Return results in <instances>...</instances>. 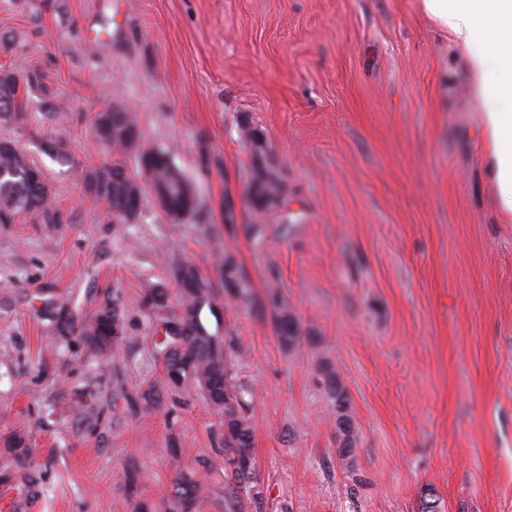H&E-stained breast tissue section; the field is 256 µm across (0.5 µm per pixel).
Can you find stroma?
<instances>
[{
  "label": "stroma",
  "instance_id": "35a3bbf8",
  "mask_svg": "<svg viewBox=\"0 0 512 512\" xmlns=\"http://www.w3.org/2000/svg\"><path fill=\"white\" fill-rule=\"evenodd\" d=\"M0 65L46 72L57 115L32 92L0 125L44 169L61 224H0V441L27 435L35 492L16 512H171L176 476L224 512L221 419L202 395L129 411L123 393L160 380L148 352L146 288L198 267L251 386L261 512H417L432 485L443 512H512V216L483 162L466 61L420 0H0ZM121 104L145 141L194 178L180 223L147 204L116 224L82 191L110 162L91 117ZM265 132L286 195L245 196L237 131ZM55 132L71 156L38 149ZM217 172L202 182L203 160ZM238 223L224 230L225 197ZM261 236H254L253 228ZM256 300L277 294L302 340H277L271 312L231 302L217 254ZM119 298L128 340L94 356L57 335L45 299L89 317ZM330 366L347 387L359 443L336 456Z\"/></svg>",
  "mask_w": 512,
  "mask_h": 512
}]
</instances>
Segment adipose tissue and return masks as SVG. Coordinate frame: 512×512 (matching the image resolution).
<instances>
[{
	"label": "adipose tissue",
	"mask_w": 512,
	"mask_h": 512,
	"mask_svg": "<svg viewBox=\"0 0 512 512\" xmlns=\"http://www.w3.org/2000/svg\"><path fill=\"white\" fill-rule=\"evenodd\" d=\"M465 57L480 102L483 159L501 208L512 213V0H421Z\"/></svg>",
	"instance_id": "obj_1"
}]
</instances>
